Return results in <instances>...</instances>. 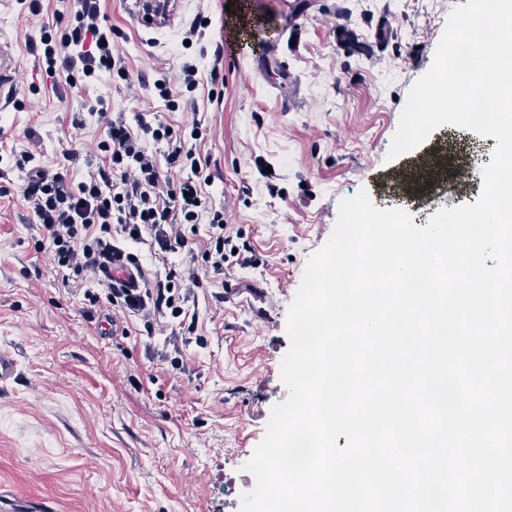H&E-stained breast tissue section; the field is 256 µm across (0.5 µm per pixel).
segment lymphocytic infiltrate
Here are the masks:
<instances>
[{"label":"lymphocytic infiltrate","mask_w":512,"mask_h":512,"mask_svg":"<svg viewBox=\"0 0 512 512\" xmlns=\"http://www.w3.org/2000/svg\"><path fill=\"white\" fill-rule=\"evenodd\" d=\"M55 27L44 28L31 51L47 76L65 72L69 81H92L109 74L128 80L122 55L112 46L111 29L100 23V0H61ZM203 125L194 121L184 132L165 124L139 122L131 128L107 123L96 148L108 163L72 180L67 169L47 170L29 150L12 152L24 178L20 192L43 236L37 251L49 252L61 282L80 288L91 305L142 317L146 335L156 333L157 317L176 319L182 335L196 331V317L187 303L191 288L202 285L200 269L223 274L233 242L223 211L209 206L200 182L204 167L192 141L201 139ZM165 145L170 165L189 168L191 175L176 181L163 175L144 137ZM207 221L208 240L197 249L200 221ZM150 242L155 255L181 253L186 262L147 276L137 254L125 243ZM127 266L137 274L131 283L113 282V266ZM105 287L106 296L89 291V284Z\"/></svg>","instance_id":"obj_1"}]
</instances>
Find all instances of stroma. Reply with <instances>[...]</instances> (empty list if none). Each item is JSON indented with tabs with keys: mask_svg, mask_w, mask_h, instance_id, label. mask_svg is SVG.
<instances>
[{
	"mask_svg": "<svg viewBox=\"0 0 512 512\" xmlns=\"http://www.w3.org/2000/svg\"><path fill=\"white\" fill-rule=\"evenodd\" d=\"M464 0H186L174 29L146 40L121 0H102L104 22L130 82L102 75L68 85L47 77L29 51L54 23L58 0L40 13L0 0V32L13 41L26 109L0 107V350L17 374L0 383V497L44 503L48 512H240L252 488L245 469L273 407L288 396L281 361L290 348L288 308L308 259L335 226L342 199L367 191L393 204L401 160H388L412 85L433 65L451 7ZM244 8L254 31L271 30L286 90L251 75L235 48L211 94L212 50L226 8ZM207 27L190 35L197 19ZM198 68L186 92L183 62ZM167 77L179 109L167 111L152 84ZM294 97L291 111L280 95ZM108 119L190 128L203 119L196 154L209 163L204 192L240 230L258 263L227 266L196 289L197 336L185 345L141 335H102L100 312L64 288L19 191L11 150L40 154L46 168L79 180L102 164ZM75 161H67L68 153ZM479 175L439 178L413 207L425 215L467 204ZM229 293L223 302L213 294Z\"/></svg>",
	"mask_w": 512,
	"mask_h": 512,
	"instance_id": "35a3bbf8",
	"label": "stroma"
}]
</instances>
